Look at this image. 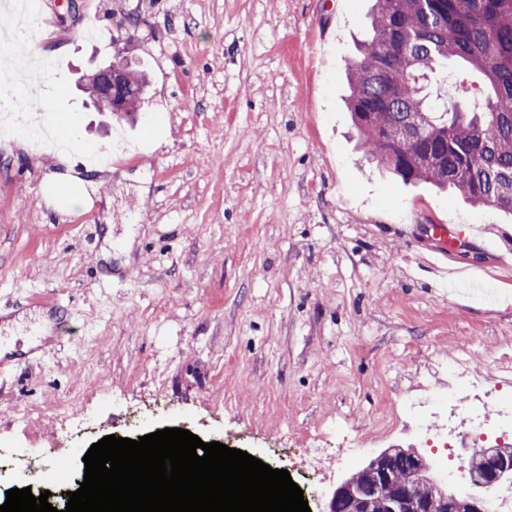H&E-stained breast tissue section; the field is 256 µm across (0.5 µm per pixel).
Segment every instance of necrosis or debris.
I'll return each instance as SVG.
<instances>
[{
    "mask_svg": "<svg viewBox=\"0 0 512 512\" xmlns=\"http://www.w3.org/2000/svg\"><path fill=\"white\" fill-rule=\"evenodd\" d=\"M502 367L494 355L478 367L463 358L435 362L431 376H419L374 422V434H390L407 412L425 422L438 421V429L423 430L420 437L444 456L457 479L467 480L466 448H491L500 439L512 438V378L502 374Z\"/></svg>",
    "mask_w": 512,
    "mask_h": 512,
    "instance_id": "obj_1",
    "label": "necrosis or debris"
}]
</instances>
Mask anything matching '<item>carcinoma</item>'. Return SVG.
Listing matches in <instances>:
<instances>
[{
	"instance_id": "carcinoma-1",
	"label": "carcinoma",
	"mask_w": 512,
	"mask_h": 512,
	"mask_svg": "<svg viewBox=\"0 0 512 512\" xmlns=\"http://www.w3.org/2000/svg\"><path fill=\"white\" fill-rule=\"evenodd\" d=\"M370 25L347 100L363 153L405 184L450 187L512 213V0H373ZM450 60L486 77L480 108L430 102L422 80ZM119 66L127 117L139 110L146 75Z\"/></svg>"
}]
</instances>
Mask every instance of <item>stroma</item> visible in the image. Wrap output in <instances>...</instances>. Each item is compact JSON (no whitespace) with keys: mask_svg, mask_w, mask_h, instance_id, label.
<instances>
[{"mask_svg":"<svg viewBox=\"0 0 512 512\" xmlns=\"http://www.w3.org/2000/svg\"><path fill=\"white\" fill-rule=\"evenodd\" d=\"M39 6L51 78L0 111L46 100L41 126L75 118L99 155L0 135V493L61 454L80 470L112 434L182 428L283 466L292 438L349 437L339 475L289 467L320 512L340 476L415 444L370 436L415 366L512 359V215L357 147L346 74L369 0ZM118 55L149 75L133 125L85 90ZM426 224L456 238L436 271ZM72 398L85 425L58 415Z\"/></svg>","mask_w":512,"mask_h":512,"instance_id":"35a3bbf8","label":"stroma"}]
</instances>
